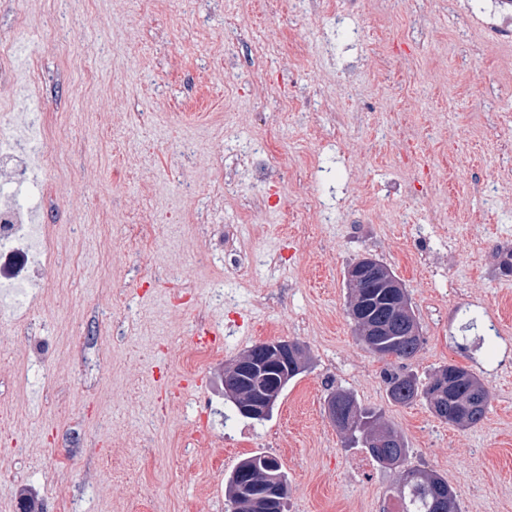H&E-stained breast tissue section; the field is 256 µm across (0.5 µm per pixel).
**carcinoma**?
<instances>
[{"mask_svg": "<svg viewBox=\"0 0 512 512\" xmlns=\"http://www.w3.org/2000/svg\"><path fill=\"white\" fill-rule=\"evenodd\" d=\"M417 323L413 310L395 315L384 302L376 300L363 320L355 321L360 340L373 355L384 359L394 356L401 360L413 358L422 346L421 334H408L407 322ZM308 364L306 350L298 348L288 355L283 371L288 379H293L305 371ZM450 373L462 378L464 391L450 397L448 393L435 399L427 391L429 382ZM384 383L388 399L393 404L408 405L422 398L432 413L441 421L458 428H471L480 424L486 417L489 397L480 379L471 370L448 364L440 367L428 381L423 382L410 373L387 371ZM328 402L336 403L340 419L336 428L345 435L349 444H360L370 457L381 467H398L406 459L408 448L403 437L388 433L390 426L383 420V414L367 409L348 391L338 389L331 393ZM249 475L251 483L264 489L271 486V475L275 471L253 456L240 460L239 465L225 478L224 493L229 501L238 505V512H252V501L240 490V477ZM398 501L403 505L402 512H460L456 493L448 485V480L432 470L415 469L406 471L397 487Z\"/></svg>", "mask_w": 512, "mask_h": 512, "instance_id": "cac0c4a2", "label": "carcinoma"}]
</instances>
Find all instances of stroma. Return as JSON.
Listing matches in <instances>:
<instances>
[{
  "mask_svg": "<svg viewBox=\"0 0 512 512\" xmlns=\"http://www.w3.org/2000/svg\"><path fill=\"white\" fill-rule=\"evenodd\" d=\"M488 0H0V119L29 113L59 264L0 295V512H230L224 477L277 457L289 512H381L400 479L327 413L343 388L447 478L512 512V38ZM344 27H337V18ZM406 288L423 345L356 339L347 267ZM492 344L463 341L464 313ZM221 350L188 368L197 324ZM308 369L270 419L214 390L251 346ZM453 363L489 393L473 428L390 404L384 370ZM28 372L17 387L19 372Z\"/></svg>",
  "mask_w": 512,
  "mask_h": 512,
  "instance_id": "stroma-1",
  "label": "stroma"
}]
</instances>
